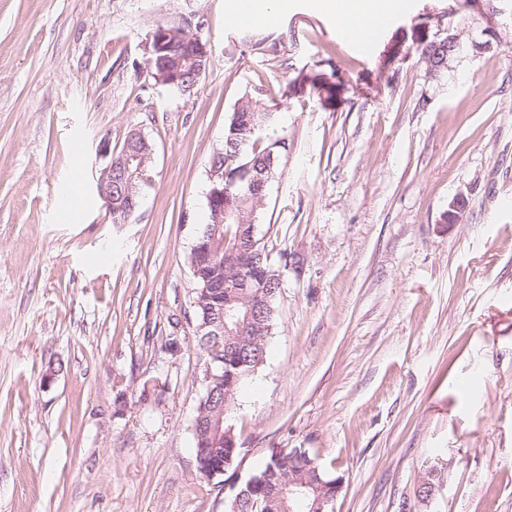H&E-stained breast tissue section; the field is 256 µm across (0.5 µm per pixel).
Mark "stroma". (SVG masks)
<instances>
[{"instance_id":"stroma-1","label":"stroma","mask_w":512,"mask_h":512,"mask_svg":"<svg viewBox=\"0 0 512 512\" xmlns=\"http://www.w3.org/2000/svg\"><path fill=\"white\" fill-rule=\"evenodd\" d=\"M224 3L0 0V512H227L296 449L340 479L334 512H512V0H412L367 58L314 0L256 21L283 36L256 53ZM187 20L212 58L182 97L148 76V45ZM419 29L466 54L431 75ZM333 67L334 106L294 90ZM257 88L290 144L258 234L288 263L231 412L244 456L218 482L192 450L187 256L209 160ZM134 129L150 177L116 224L100 148Z\"/></svg>"}]
</instances>
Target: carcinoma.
Listing matches in <instances>:
<instances>
[{
	"mask_svg": "<svg viewBox=\"0 0 512 512\" xmlns=\"http://www.w3.org/2000/svg\"><path fill=\"white\" fill-rule=\"evenodd\" d=\"M187 26H191L188 21ZM185 27L168 26L167 35L160 39L151 37L148 65L149 76L155 83L189 97L192 92H181L168 82L177 77L180 84H185L189 80L188 61L203 56L209 64L211 54L204 50L207 41L189 37ZM241 40L255 50L276 52L281 37L274 32L246 31ZM274 118L273 107L248 95L240 98L233 108L224 129L222 147L214 153L210 164L212 169L224 170V212L211 210L212 223L205 225L196 243H209L216 253L221 248H249L252 241L259 240L258 218L266 194L257 193V188L274 177L281 157L289 148L288 139L268 137ZM149 147L150 143L137 137L128 140L122 148L125 153L139 156L127 175L129 194L137 204L149 172ZM252 254L256 268L233 273L218 265L205 251L192 249L187 258L197 289L195 341L201 351L206 352L212 346L210 333L221 314L236 311L243 314L247 306H252L251 320L232 334L224 333L222 381L214 386L215 395L202 393L195 414L204 424L222 419L220 428L193 435V451L197 457L203 455L218 466L224 465L226 472L237 468L242 454L241 448L231 447V441L237 439L229 422L232 404L240 386L252 378L265 361L263 357L257 358L256 347L248 341L266 347L276 316L275 296L281 285L280 274L265 244L255 247ZM294 469L295 465L288 458H272L256 475L269 471L282 475Z\"/></svg>",
	"mask_w": 512,
	"mask_h": 512,
	"instance_id": "cac0c4a2",
	"label": "carcinoma"
}]
</instances>
